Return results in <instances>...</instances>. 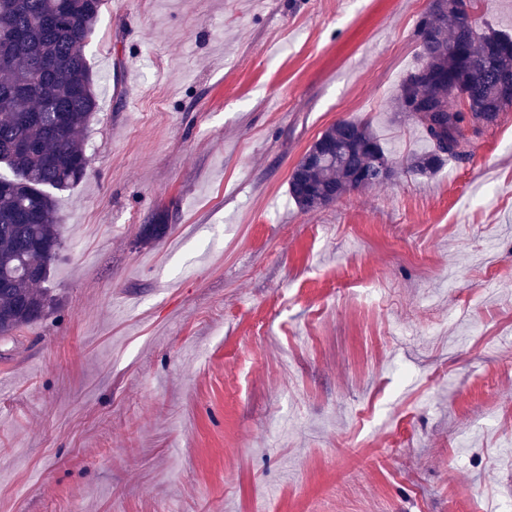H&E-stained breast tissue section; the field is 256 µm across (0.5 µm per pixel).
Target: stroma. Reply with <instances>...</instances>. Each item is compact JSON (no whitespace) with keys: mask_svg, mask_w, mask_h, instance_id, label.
<instances>
[{"mask_svg":"<svg viewBox=\"0 0 512 512\" xmlns=\"http://www.w3.org/2000/svg\"><path fill=\"white\" fill-rule=\"evenodd\" d=\"M430 2L104 5L54 308L0 340V512L512 503V111L434 176L288 194L342 119L428 150L393 101ZM469 14L512 35V0Z\"/></svg>","mask_w":512,"mask_h":512,"instance_id":"obj_1","label":"stroma"}]
</instances>
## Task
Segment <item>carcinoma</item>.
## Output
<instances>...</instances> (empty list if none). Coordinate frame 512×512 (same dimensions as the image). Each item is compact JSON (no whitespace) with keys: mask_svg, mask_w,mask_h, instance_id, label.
<instances>
[{"mask_svg":"<svg viewBox=\"0 0 512 512\" xmlns=\"http://www.w3.org/2000/svg\"><path fill=\"white\" fill-rule=\"evenodd\" d=\"M105 0H0V338L45 316L53 298L42 287L62 247L56 193L86 176L82 141L98 110L96 79L86 49ZM423 63L399 85L395 107L415 120L430 149L407 171L432 176L444 165L433 134L410 108L413 86L426 84L448 157L470 155L472 136L512 108L502 83L512 79V36L477 30L465 0H432L420 19ZM387 157L369 124L340 120L306 149L288 179L303 211H315L362 189V179ZM170 225H144L143 238L160 240Z\"/></svg>","mask_w":512,"mask_h":512,"instance_id":"cac0c4a2","label":"carcinoma"}]
</instances>
